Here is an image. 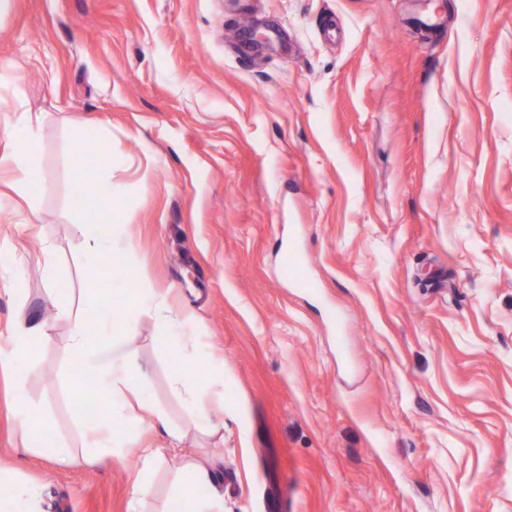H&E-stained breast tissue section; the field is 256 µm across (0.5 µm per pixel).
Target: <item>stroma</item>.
Instances as JSON below:
<instances>
[{
  "label": "stroma",
  "mask_w": 512,
  "mask_h": 512,
  "mask_svg": "<svg viewBox=\"0 0 512 512\" xmlns=\"http://www.w3.org/2000/svg\"><path fill=\"white\" fill-rule=\"evenodd\" d=\"M0 73L23 89L0 120L42 115L37 224L0 203V334L52 321L28 389L58 440L80 413L55 302L109 277L85 262L71 146L108 142L130 269L224 357L208 435L139 325L187 434L152 512L196 459L224 512H512V0H11ZM0 457L42 512H127L133 464L23 450L1 380Z\"/></svg>",
  "instance_id": "stroma-1"
}]
</instances>
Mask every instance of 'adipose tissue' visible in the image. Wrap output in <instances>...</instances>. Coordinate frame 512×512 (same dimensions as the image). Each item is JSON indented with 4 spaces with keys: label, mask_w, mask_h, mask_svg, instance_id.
<instances>
[{
    "label": "adipose tissue",
    "mask_w": 512,
    "mask_h": 512,
    "mask_svg": "<svg viewBox=\"0 0 512 512\" xmlns=\"http://www.w3.org/2000/svg\"><path fill=\"white\" fill-rule=\"evenodd\" d=\"M41 116L17 112L0 122V133L11 141L6 161L12 169L11 187L35 208L33 186L40 175ZM102 166L92 180L87 202L90 224L83 241L89 265L127 261L131 237L121 217L118 199L112 190V148L104 146ZM56 316L70 325L67 349L77 371L105 398L103 415L79 425V446L62 451L63 461L94 463L107 459L119 464L136 459L128 512H147L151 480L159 466L177 456L184 444L182 429L169 425L150 393V376L137 363L132 347L140 319H151L161 333L168 361V383L195 426L212 430L207 407L224 397V362L205 351L192 331L191 313L176 309L166 291L155 288L145 278L125 274L110 280L107 291L94 284L82 288L78 299L56 305ZM53 325L45 320L18 314L8 336L0 341V373L11 385L13 417L24 448H40L51 441L47 412L29 394V363L34 348L51 338ZM162 426L166 445L137 448L131 432L142 418ZM6 512H41L34 486L16 479L0 462V507Z\"/></svg>",
    "instance_id": "obj_1"
}]
</instances>
